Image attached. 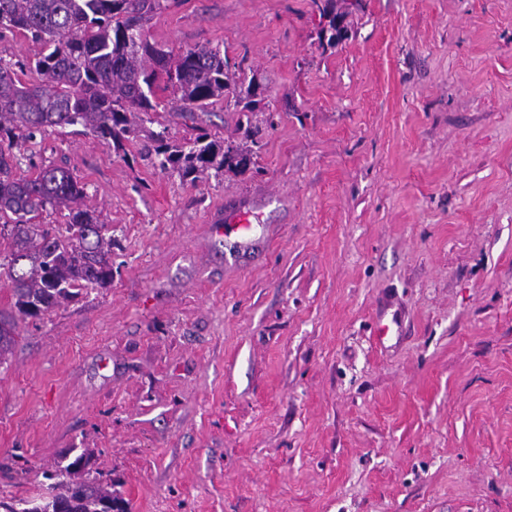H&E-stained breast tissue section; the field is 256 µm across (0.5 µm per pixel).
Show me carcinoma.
I'll return each mask as SVG.
<instances>
[{
  "instance_id": "1",
  "label": "carcinoma",
  "mask_w": 512,
  "mask_h": 512,
  "mask_svg": "<svg viewBox=\"0 0 512 512\" xmlns=\"http://www.w3.org/2000/svg\"><path fill=\"white\" fill-rule=\"evenodd\" d=\"M319 11L320 39L327 45L346 37L336 28L332 0H312ZM168 0H0V31H21L41 44L27 63L0 57V240L8 254L0 276L10 283L13 307L0 310V357L10 352L19 324L42 319L82 290L112 283V236L101 214L85 203L84 184L69 170L36 166L19 177L14 150L50 128H74L115 153L140 145V157L182 179L205 173H244L257 165L253 150H242L197 127L188 143L170 137L156 123L171 91L182 116L195 118L219 102L224 108L250 107L259 89L256 77H239L219 48L198 45L175 54L143 38L145 26ZM29 70L38 79L24 82ZM59 212L65 223L36 224L43 213ZM84 458L50 474L47 492L33 499L0 498V512H129L112 486L79 475Z\"/></svg>"
}]
</instances>
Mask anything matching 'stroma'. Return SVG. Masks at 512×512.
<instances>
[{
    "label": "stroma",
    "instance_id": "35a3bbf8",
    "mask_svg": "<svg viewBox=\"0 0 512 512\" xmlns=\"http://www.w3.org/2000/svg\"><path fill=\"white\" fill-rule=\"evenodd\" d=\"M182 0L264 88L256 169L190 183L50 129L112 285L0 360V491L87 454L131 512H512V0ZM250 202L253 247L209 216ZM400 317L378 337L379 323ZM331 2L332 0H312V4L316 6L319 11V24L322 26L320 30L321 43L324 46L323 42L327 37V45L334 47L337 42H340L346 37L347 31L345 27L342 26L336 33V19L342 24V17L336 16Z\"/></svg>",
    "mask_w": 512,
    "mask_h": 512
}]
</instances>
